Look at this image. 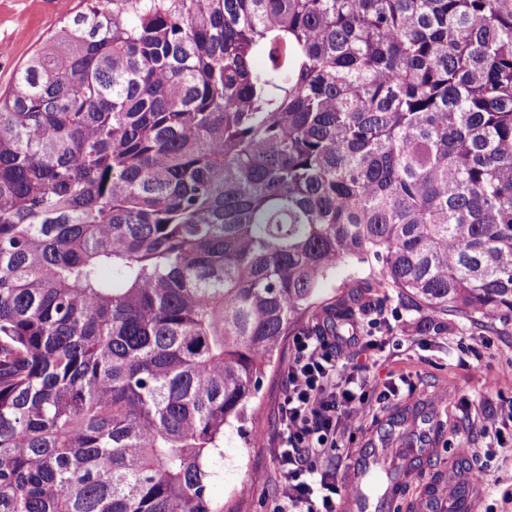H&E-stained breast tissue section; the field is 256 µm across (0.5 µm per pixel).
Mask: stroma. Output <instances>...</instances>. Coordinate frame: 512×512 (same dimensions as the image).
<instances>
[{
    "label": "stroma",
    "instance_id": "stroma-1",
    "mask_svg": "<svg viewBox=\"0 0 512 512\" xmlns=\"http://www.w3.org/2000/svg\"><path fill=\"white\" fill-rule=\"evenodd\" d=\"M62 18L53 0H0V90H7L16 70L59 28ZM389 322L387 347L365 358L350 352V365L361 367L360 379L372 411L360 425L344 431L345 448L336 472L339 485L357 480L361 464L381 439L391 441L395 459L413 467L406 484L389 498L383 512H426V490L446 477L455 463L465 462L472 492L470 512H512V424L499 433L486 431L490 417L512 408V325L452 315L436 327L429 311L394 301L372 307L359 318V330L371 321ZM289 345L281 343L274 368L267 372L245 425L225 429L222 456L212 464L211 497L216 505H238L240 512H273L279 474L272 450L278 440V407L287 383ZM500 381L487 388L492 375ZM408 383L410 392L382 401L391 383ZM423 409L439 429L425 453L410 450L402 413ZM483 467L476 475L475 467ZM264 472L254 483L255 472Z\"/></svg>",
    "mask_w": 512,
    "mask_h": 512
}]
</instances>
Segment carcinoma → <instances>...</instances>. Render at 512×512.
I'll use <instances>...</instances> for the list:
<instances>
[{"label":"carcinoma","instance_id":"carcinoma-1","mask_svg":"<svg viewBox=\"0 0 512 512\" xmlns=\"http://www.w3.org/2000/svg\"><path fill=\"white\" fill-rule=\"evenodd\" d=\"M374 288L512 321V0H87L0 93V512H223ZM372 268L368 264L353 263L350 265L340 266L336 269L333 276L323 285L320 294V301L329 302L333 296L347 289L354 278H369L372 275Z\"/></svg>","mask_w":512,"mask_h":512}]
</instances>
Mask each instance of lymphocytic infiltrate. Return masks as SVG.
Returning <instances> with one entry per match:
<instances>
[{"label":"lymphocytic infiltrate","instance_id":"1","mask_svg":"<svg viewBox=\"0 0 512 512\" xmlns=\"http://www.w3.org/2000/svg\"><path fill=\"white\" fill-rule=\"evenodd\" d=\"M368 402L331 337H293L279 407L280 492L274 512H339L341 489L324 463L339 456L340 431L363 418Z\"/></svg>","mask_w":512,"mask_h":512}]
</instances>
